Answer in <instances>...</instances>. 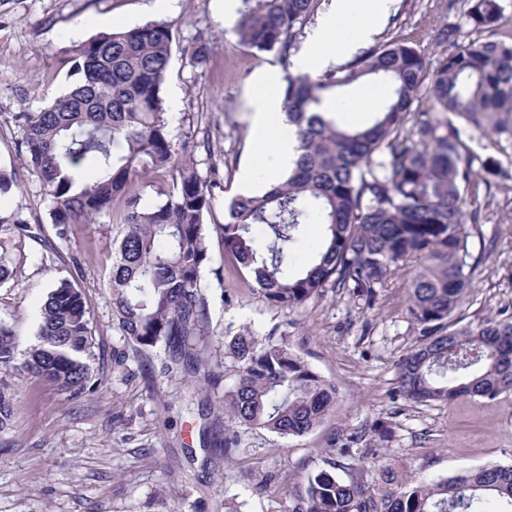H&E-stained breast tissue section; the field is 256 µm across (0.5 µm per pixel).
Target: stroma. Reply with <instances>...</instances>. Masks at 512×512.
Returning <instances> with one entry per match:
<instances>
[{
    "instance_id": "1",
    "label": "stroma",
    "mask_w": 512,
    "mask_h": 512,
    "mask_svg": "<svg viewBox=\"0 0 512 512\" xmlns=\"http://www.w3.org/2000/svg\"><path fill=\"white\" fill-rule=\"evenodd\" d=\"M226 0H0V170L18 185L0 197V222L42 227L13 287L0 288V319L21 346L35 341L40 308L53 283L77 280L99 343L96 392L72 400L40 378L0 367L14 386L15 426L0 434V512H292L291 492L326 457L373 449L400 471L429 480L483 466H512V391L496 398L417 403L401 390L397 364L420 339L408 313L416 263L392 274L374 301L336 287L294 308L272 306L240 278L218 235L210 237L204 281L211 346L193 370L160 357L127 355L112 321L108 273L116 221L77 224L56 237L51 201L20 163L16 116L34 112L72 83L68 50L96 34L148 21L168 22L171 59L164 86L174 140L208 142L195 156L209 186L208 224L223 223L241 175H261L265 147L252 129L256 74L281 67L273 54L234 44L238 13ZM468 0H395L375 40L414 47L435 62L448 45L443 29L471 36ZM205 46L202 63L190 55ZM478 224L470 228L477 266L474 288L460 307L462 324L512 317V179L480 191ZM286 341L316 373L335 385L336 405L301 437L242 430L233 457L204 448L201 432L224 433L218 410L236 382L225 338L242 328Z\"/></svg>"
}]
</instances>
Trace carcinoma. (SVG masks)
<instances>
[{
	"label": "carcinoma",
	"instance_id": "obj_1",
	"mask_svg": "<svg viewBox=\"0 0 512 512\" xmlns=\"http://www.w3.org/2000/svg\"><path fill=\"white\" fill-rule=\"evenodd\" d=\"M316 4L242 0L237 45L287 59ZM466 18L478 36L459 46L454 30H444L451 49L431 68L411 46L382 44L335 70L286 76L281 95L298 142L294 167L261 193L235 196L225 222L214 225L241 274L277 307L297 306L329 284L371 302L406 262H420L408 307L420 340L398 366L400 387L415 402L512 390V317L465 326L455 319L475 270L467 229L479 217L475 177L488 190L492 178L509 177L492 158L475 169L463 137L512 134V43L491 39L504 7L469 0ZM171 41L167 23L150 21L73 45L78 80L17 120L23 161L51 200L59 239L74 224L119 215L112 320L132 352L162 348L192 368L207 325L212 195L194 163L197 143L170 136L163 89ZM364 82L388 89L368 125L344 127L321 111L326 93ZM424 87L431 105L417 111ZM148 192L151 203L144 202ZM253 224L266 226L267 242L254 239ZM309 224L323 226L321 249L310 266L296 269L291 254ZM37 238L30 224H0V288L17 278L27 242ZM224 354L238 363L237 381L224 392L226 455L243 427L302 436L336 404V388L284 341L264 343L245 329L224 342ZM95 359L90 311L73 280L48 292L35 344L20 348L0 320V365L44 378L71 399L97 390ZM12 401L0 378V434L14 424ZM294 500L293 512H488L491 500L512 508V466L428 482L345 451L324 459Z\"/></svg>",
	"mask_w": 512,
	"mask_h": 512
}]
</instances>
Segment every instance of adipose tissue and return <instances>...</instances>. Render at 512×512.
I'll return each mask as SVG.
<instances>
[{
  "instance_id": "1",
  "label": "adipose tissue",
  "mask_w": 512,
  "mask_h": 512,
  "mask_svg": "<svg viewBox=\"0 0 512 512\" xmlns=\"http://www.w3.org/2000/svg\"><path fill=\"white\" fill-rule=\"evenodd\" d=\"M394 0H336V11L325 16L314 32L307 51L297 61L298 69L316 64H340L371 40L388 15ZM281 75L264 70L258 78V89L252 101L253 130L256 138L267 144L268 161L265 180L279 179L293 165L297 140L285 121L279 89Z\"/></svg>"
}]
</instances>
